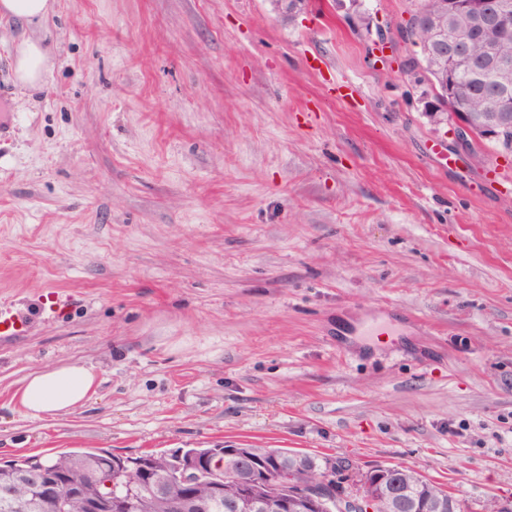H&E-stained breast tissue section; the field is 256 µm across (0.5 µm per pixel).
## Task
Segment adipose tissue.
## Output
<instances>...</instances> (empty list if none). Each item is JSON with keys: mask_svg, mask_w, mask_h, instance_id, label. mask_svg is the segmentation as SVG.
I'll return each instance as SVG.
<instances>
[{"mask_svg": "<svg viewBox=\"0 0 512 512\" xmlns=\"http://www.w3.org/2000/svg\"><path fill=\"white\" fill-rule=\"evenodd\" d=\"M49 70V52L38 40L27 38L15 49L14 73L25 87L41 85ZM96 375L82 364L45 367L26 377L18 402L26 415L48 420L83 406L94 394Z\"/></svg>", "mask_w": 512, "mask_h": 512, "instance_id": "adipose-tissue-1", "label": "adipose tissue"}]
</instances>
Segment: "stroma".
<instances>
[{"instance_id": "1", "label": "stroma", "mask_w": 512, "mask_h": 512, "mask_svg": "<svg viewBox=\"0 0 512 512\" xmlns=\"http://www.w3.org/2000/svg\"><path fill=\"white\" fill-rule=\"evenodd\" d=\"M360 2L0 19V460L250 444L512 512V161L425 112L408 0ZM72 363L92 399L28 418L26 377ZM49 70V52L39 40L27 38L15 49L14 73L16 80L24 87L41 85Z\"/></svg>"}]
</instances>
